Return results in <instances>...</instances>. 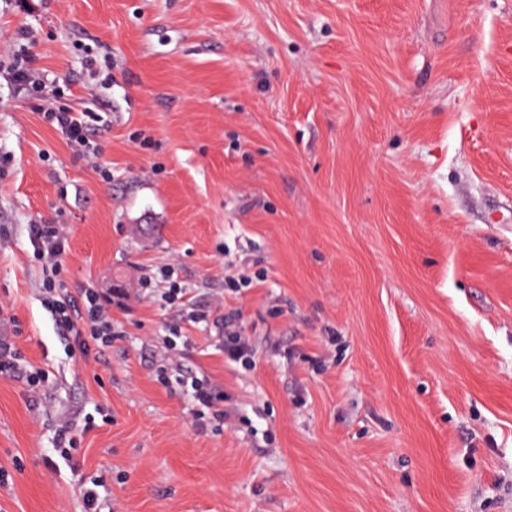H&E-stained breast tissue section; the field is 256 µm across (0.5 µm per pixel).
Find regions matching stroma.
<instances>
[{
  "instance_id": "1",
  "label": "stroma",
  "mask_w": 512,
  "mask_h": 512,
  "mask_svg": "<svg viewBox=\"0 0 512 512\" xmlns=\"http://www.w3.org/2000/svg\"><path fill=\"white\" fill-rule=\"evenodd\" d=\"M23 32L105 123L80 157L0 78V327L49 372L0 376V512H84L95 480L98 512H512V0H0V53ZM35 220L68 227L67 292L112 300L88 357ZM172 263L225 330L142 300ZM224 360L228 364L232 363H251L253 362L248 341L241 336L231 338V340L224 343ZM187 394H190L196 406L201 410L195 415V425H202L206 418L211 424L223 429L224 422L231 419V413L224 409V393L217 391L206 381L196 376L179 374L174 379Z\"/></svg>"
}]
</instances>
